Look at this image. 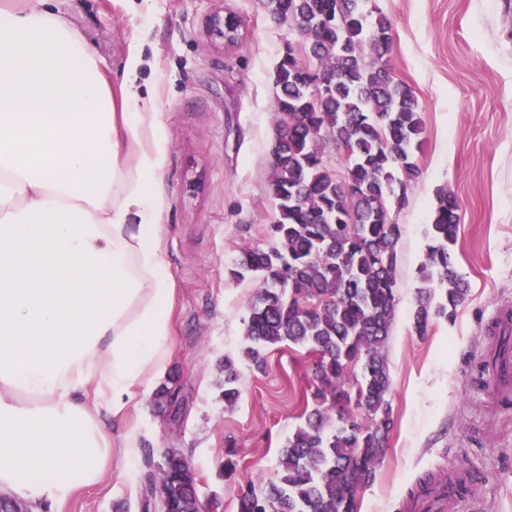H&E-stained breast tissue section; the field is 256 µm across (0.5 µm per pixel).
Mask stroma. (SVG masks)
Instances as JSON below:
<instances>
[{"instance_id":"obj_1","label":"stroma","mask_w":512,"mask_h":512,"mask_svg":"<svg viewBox=\"0 0 512 512\" xmlns=\"http://www.w3.org/2000/svg\"><path fill=\"white\" fill-rule=\"evenodd\" d=\"M392 18L390 66L422 107L420 176L397 216L396 316L387 344L395 426L360 512H405L423 480L456 472L488 512H512V406L495 402L483 367L495 308L512 301V0H371ZM120 82L140 42L139 81L153 90L170 145L163 175L164 257L176 284L173 356L151 392L128 414L139 456L114 454L97 485L77 489L58 512H161L145 495L164 449L197 475L201 512H237L240 485L277 476L280 451L303 423L315 357L282 345L264 370L242 365L241 397L225 410V357H240L243 320L256 284L230 279L242 246H265L276 204L268 148L275 131L273 72L292 34L262 0H57ZM245 24L237 47L213 43L206 21L219 10ZM461 204L457 268L469 284L454 321L426 335L410 315L437 188ZM178 390L182 416L155 406L158 389ZM238 467L225 478L228 449Z\"/></svg>"}]
</instances>
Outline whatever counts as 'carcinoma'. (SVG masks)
Returning a JSON list of instances; mask_svg holds the SVG:
<instances>
[{
  "label": "carcinoma",
  "instance_id": "1",
  "mask_svg": "<svg viewBox=\"0 0 512 512\" xmlns=\"http://www.w3.org/2000/svg\"><path fill=\"white\" fill-rule=\"evenodd\" d=\"M369 0H264L286 24L288 42L274 75L275 134L269 149L276 218L268 245L241 248L229 276L258 287L244 320V359L262 370L275 345L318 355L312 407L288 437L275 480L239 487L238 512H359L358 490L375 476L394 417L387 343L396 313L402 225L420 174L421 107L389 64L393 21ZM347 150L339 171L328 152ZM460 203L436 189L426 225L420 287L411 313L423 336L451 320L468 296L455 268ZM240 370L224 358V407H235ZM178 416L177 396L157 394ZM153 485L168 512H200L196 474L171 449Z\"/></svg>",
  "mask_w": 512,
  "mask_h": 512
}]
</instances>
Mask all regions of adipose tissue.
<instances>
[{
  "label": "adipose tissue",
  "instance_id": "1",
  "mask_svg": "<svg viewBox=\"0 0 512 512\" xmlns=\"http://www.w3.org/2000/svg\"><path fill=\"white\" fill-rule=\"evenodd\" d=\"M128 51L110 73L54 0H0V496L31 512L100 482L135 389L172 354L169 147Z\"/></svg>",
  "mask_w": 512,
  "mask_h": 512
}]
</instances>
